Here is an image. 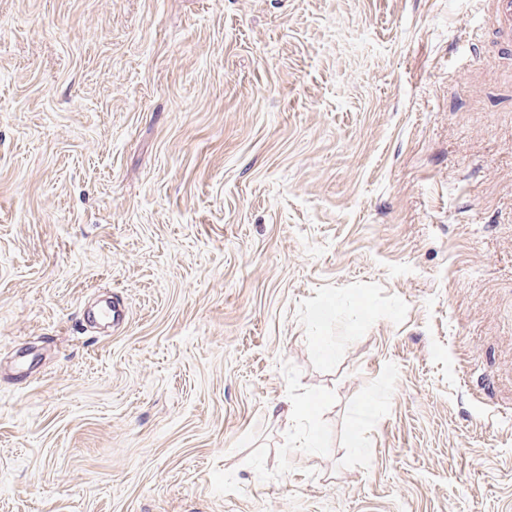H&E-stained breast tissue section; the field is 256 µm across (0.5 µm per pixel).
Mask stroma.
<instances>
[{"instance_id": "obj_1", "label": "stroma", "mask_w": 512, "mask_h": 512, "mask_svg": "<svg viewBox=\"0 0 512 512\" xmlns=\"http://www.w3.org/2000/svg\"><path fill=\"white\" fill-rule=\"evenodd\" d=\"M485 8L0 0V512H512Z\"/></svg>"}]
</instances>
